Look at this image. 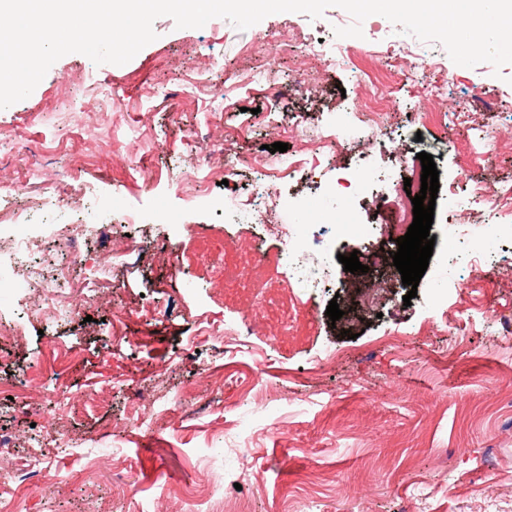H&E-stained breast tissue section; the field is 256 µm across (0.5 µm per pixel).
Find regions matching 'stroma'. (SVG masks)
<instances>
[{
	"label": "stroma",
	"instance_id": "stroma-1",
	"mask_svg": "<svg viewBox=\"0 0 512 512\" xmlns=\"http://www.w3.org/2000/svg\"><path fill=\"white\" fill-rule=\"evenodd\" d=\"M344 15L336 6L315 20L277 13L244 30L222 18L179 29L162 16L156 40L128 63L65 55L28 98L0 110V141L12 144L0 154V172L26 183L21 203L45 223L71 222L65 198L84 203L91 224L115 205L145 216L126 264L100 272L87 260L69 271L63 297L84 295L94 280L97 321L32 316L24 295L0 293V319L18 322L17 334L0 342V382L33 375L50 391L64 373L86 398L61 408L59 431L77 443L93 440L94 453L110 458L95 474L71 451H51L52 478L31 489L0 484L15 512H154L161 497L171 512H203L214 486L236 484L246 512H512V334L502 326L512 317V242L497 251L494 276L474 281L467 257H449L455 240L469 239V225L448 236L451 196L469 195L478 179L512 183V64L456 65L440 43L401 34L380 15L363 22L362 37L339 38L334 28ZM307 37L322 40V56L302 57ZM407 46L425 66L409 80L397 54ZM300 67L304 88L268 115L255 79L287 86ZM366 76L382 92V145L337 150L328 168L300 171L278 191L316 198L336 173L374 160L407 176L419 153L431 154L439 172L436 238L417 295L404 302L408 289L389 270L392 300L381 314L334 322L325 314L334 290L294 284L274 341L250 337L229 363L223 344L199 346L194 330L201 319L237 318L240 297L218 294L206 267L187 259L194 241L182 227H216L217 257H233L247 233L258 247L279 248L266 227L287 223V214L270 204L264 224L225 223V193L257 189L269 145L296 151L299 135L351 110ZM112 83L119 98L100 101L98 87ZM436 84L444 90L434 97ZM77 99L82 111H69ZM465 110L468 123L449 126L452 113ZM418 112L425 120H415ZM214 120L224 125V150L211 159L207 192L194 198L189 163L208 152ZM487 129L496 132L490 158L472 161L471 139ZM399 203V189L385 184L352 200L360 231L337 239L336 253L364 251L373 226L396 223ZM158 209L177 216V225L155 220ZM167 236L179 241V253L157 252ZM147 299L172 306V317L141 316ZM327 351L335 361L313 371ZM141 378L159 412L150 438L134 425L123 388ZM253 398L265 402V414H249ZM173 399L184 410L179 425L162 414ZM46 406L0 397L13 457L27 455ZM240 449L251 456L249 470L236 460ZM422 483L432 491L423 506L415 497Z\"/></svg>",
	"mask_w": 512,
	"mask_h": 512
}]
</instances>
